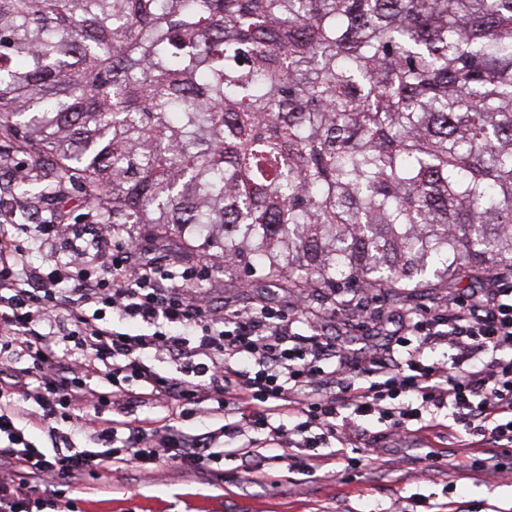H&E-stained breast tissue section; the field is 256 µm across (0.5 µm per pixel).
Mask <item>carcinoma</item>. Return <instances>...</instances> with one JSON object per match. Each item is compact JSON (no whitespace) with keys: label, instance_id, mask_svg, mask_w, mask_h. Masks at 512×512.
Here are the masks:
<instances>
[{"label":"carcinoma","instance_id":"1","mask_svg":"<svg viewBox=\"0 0 512 512\" xmlns=\"http://www.w3.org/2000/svg\"><path fill=\"white\" fill-rule=\"evenodd\" d=\"M0 140L17 197L283 291L478 279L512 267V0H0Z\"/></svg>","mask_w":512,"mask_h":512}]
</instances>
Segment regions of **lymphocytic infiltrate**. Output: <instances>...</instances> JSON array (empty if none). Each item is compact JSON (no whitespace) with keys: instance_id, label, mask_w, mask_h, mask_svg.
Segmentation results:
<instances>
[{"instance_id":"lymphocytic-infiltrate-1","label":"lymphocytic infiltrate","mask_w":512,"mask_h":512,"mask_svg":"<svg viewBox=\"0 0 512 512\" xmlns=\"http://www.w3.org/2000/svg\"><path fill=\"white\" fill-rule=\"evenodd\" d=\"M88 233L87 245L70 243L66 256L47 253L31 268L23 243L0 231V512H41L46 500L35 491L49 476L75 482L129 463L144 478L166 462L208 471L224 458L222 438L275 436L273 418L297 414L303 420L280 460L301 473L311 469L301 449L351 440L370 416L394 436L431 427L447 410L467 434L512 446V281L504 273L491 272L485 292L399 318L378 351L357 360L315 317L298 321L263 304L213 311L190 288L194 268L140 261L124 225L92 224ZM444 344L448 361L424 363L425 351ZM164 360L175 375L159 372ZM93 379L110 386L113 415L83 419L80 429L106 443L102 452L73 448L56 425L57 407L75 404ZM205 392L235 423L145 440L138 407L164 400L183 409ZM32 424L51 449L33 444Z\"/></svg>"}]
</instances>
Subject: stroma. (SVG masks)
I'll use <instances>...</instances> for the list:
<instances>
[{"label": "stroma", "instance_id": "35a3bbf8", "mask_svg": "<svg viewBox=\"0 0 512 512\" xmlns=\"http://www.w3.org/2000/svg\"><path fill=\"white\" fill-rule=\"evenodd\" d=\"M18 165L0 169V221L17 224L92 223L93 215L78 193L43 205L37 215L23 213L10 193ZM127 240L140 260L179 264V238L156 239L149 224H131ZM193 286L216 310H246L263 303L297 316L306 311L324 319L329 337L344 339L364 324L384 325L437 299L470 293L463 280L442 289L418 288L401 295L356 286L335 291L285 293L275 287L257 292L264 278L260 263L225 274L214 262L198 263ZM442 415L436 427L399 437L387 435L372 420L348 445L320 447L311 472L288 471L278 462L247 474L237 457H225L218 473H198L164 463L141 480L131 467L98 471L78 483H59L58 493L71 499L76 512H512V481L499 474L512 463V447L472 441L452 430ZM380 451L369 461V449Z\"/></svg>", "mask_w": 512, "mask_h": 512}]
</instances>
